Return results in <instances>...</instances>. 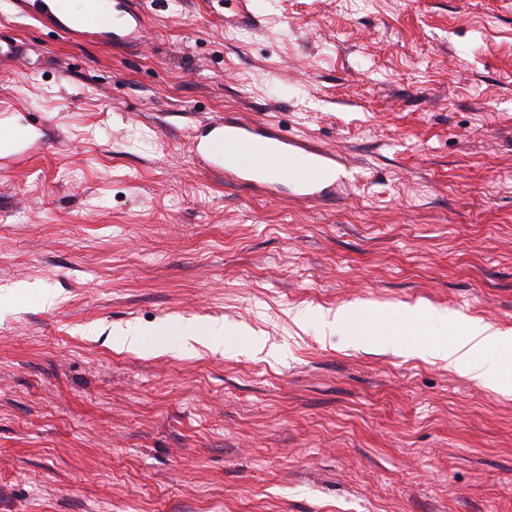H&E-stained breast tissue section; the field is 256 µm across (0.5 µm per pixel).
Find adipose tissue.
Segmentation results:
<instances>
[{
  "label": "adipose tissue",
  "instance_id": "adipose-tissue-1",
  "mask_svg": "<svg viewBox=\"0 0 512 512\" xmlns=\"http://www.w3.org/2000/svg\"><path fill=\"white\" fill-rule=\"evenodd\" d=\"M512 349V333L494 328L480 319L470 320L459 339L434 344L435 357L449 366L463 368L466 374L482 385L495 390L511 386L503 377L498 362L489 359L492 351Z\"/></svg>",
  "mask_w": 512,
  "mask_h": 512
}]
</instances>
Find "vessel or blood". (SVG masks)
Listing matches in <instances>:
<instances>
[{"label":"vessel or blood","mask_w":512,"mask_h":512,"mask_svg":"<svg viewBox=\"0 0 512 512\" xmlns=\"http://www.w3.org/2000/svg\"><path fill=\"white\" fill-rule=\"evenodd\" d=\"M12 4L18 14L32 17L53 31L108 48L139 43L146 23L138 0H88L86 9L71 13L60 11L59 0H12ZM258 139L275 155L292 162L287 180L295 197L304 203L316 205L333 198L347 182L349 162L336 151L238 117L212 121L197 144V153L211 172L223 176L225 183L274 200L282 181L279 177L225 157L226 150Z\"/></svg>","instance_id":"obj_1"}]
</instances>
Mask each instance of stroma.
I'll return each mask as SVG.
<instances>
[{
    "label": "stroma",
    "mask_w": 512,
    "mask_h": 512,
    "mask_svg": "<svg viewBox=\"0 0 512 512\" xmlns=\"http://www.w3.org/2000/svg\"><path fill=\"white\" fill-rule=\"evenodd\" d=\"M144 9L110 50L0 0L31 47L0 131L40 132L0 156V512H512V391L429 354L512 330V0ZM234 112L354 178L316 206L226 185L193 144ZM348 303L374 339L300 317Z\"/></svg>",
    "instance_id": "stroma-1"
}]
</instances>
